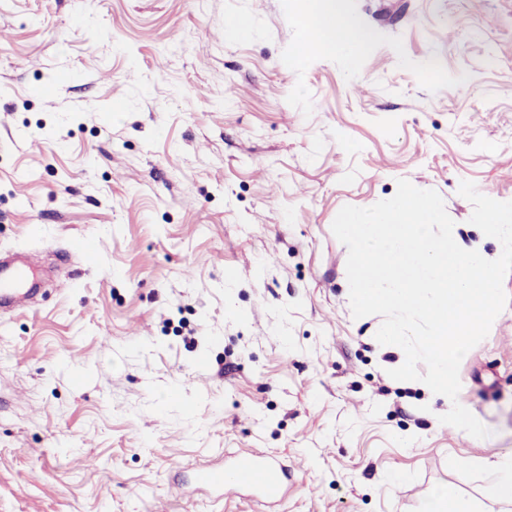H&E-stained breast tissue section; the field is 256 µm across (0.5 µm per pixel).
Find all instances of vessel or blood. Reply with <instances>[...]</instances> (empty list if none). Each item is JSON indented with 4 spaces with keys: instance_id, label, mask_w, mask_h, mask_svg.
Returning <instances> with one entry per match:
<instances>
[{
    "instance_id": "b4317fda",
    "label": "vessel or blood",
    "mask_w": 512,
    "mask_h": 512,
    "mask_svg": "<svg viewBox=\"0 0 512 512\" xmlns=\"http://www.w3.org/2000/svg\"><path fill=\"white\" fill-rule=\"evenodd\" d=\"M32 260L19 266L0 267V303L12 305L23 298L19 288L28 270L34 269ZM288 474L281 461L264 452H236L228 466L199 467L194 483L199 487L219 490L229 494L240 490L253 493L269 504H277L283 493Z\"/></svg>"
}]
</instances>
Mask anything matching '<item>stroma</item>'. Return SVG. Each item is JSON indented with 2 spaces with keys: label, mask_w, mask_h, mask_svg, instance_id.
Wrapping results in <instances>:
<instances>
[{
  "label": "stroma",
  "mask_w": 512,
  "mask_h": 512,
  "mask_svg": "<svg viewBox=\"0 0 512 512\" xmlns=\"http://www.w3.org/2000/svg\"><path fill=\"white\" fill-rule=\"evenodd\" d=\"M348 7L351 66L295 63L298 0H0V257L41 288L0 309V512H271L178 486L227 448L288 465L272 512H512V301L459 368L479 439L389 376L332 232L405 179L495 255L458 189L512 201V0ZM490 473L489 491L499 502L512 504V455L506 454L487 461ZM420 512H469L456 489L449 485L433 492L423 502Z\"/></svg>",
  "instance_id": "35a3bbf8"
}]
</instances>
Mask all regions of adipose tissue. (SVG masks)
<instances>
[{
  "mask_svg": "<svg viewBox=\"0 0 512 512\" xmlns=\"http://www.w3.org/2000/svg\"><path fill=\"white\" fill-rule=\"evenodd\" d=\"M322 19L326 27L320 37H310L298 49V58L318 52L354 63L370 47V37L359 19L346 7V0H317L313 11L301 16L305 26H312L315 19Z\"/></svg>",
  "mask_w": 512,
  "mask_h": 512,
  "instance_id": "obj_1",
  "label": "adipose tissue"
}]
</instances>
